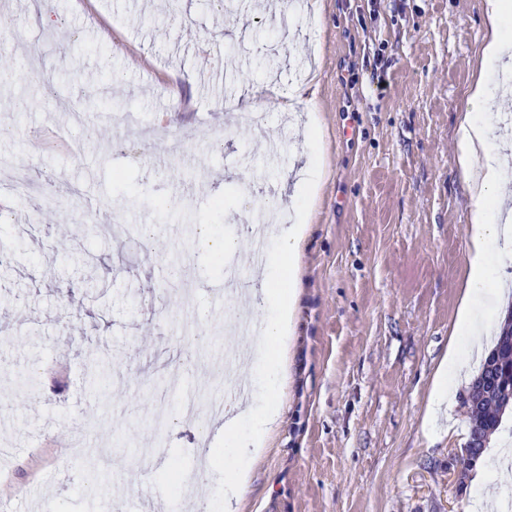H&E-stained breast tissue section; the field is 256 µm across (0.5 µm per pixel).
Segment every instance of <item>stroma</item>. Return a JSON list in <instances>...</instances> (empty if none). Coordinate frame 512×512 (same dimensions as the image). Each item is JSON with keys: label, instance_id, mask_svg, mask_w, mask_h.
<instances>
[{"label": "stroma", "instance_id": "obj_1", "mask_svg": "<svg viewBox=\"0 0 512 512\" xmlns=\"http://www.w3.org/2000/svg\"><path fill=\"white\" fill-rule=\"evenodd\" d=\"M0 0L17 73L0 75V161L40 192L0 223V496L17 512L40 489L53 512H153L199 479L208 512H483L512 491L448 480L467 440L460 406L424 427L467 268L471 220L454 153L483 37L482 0ZM317 86L316 112L256 100L255 84ZM266 114L238 124L237 102ZM195 126L198 140L176 133ZM222 128V145L209 146ZM254 185L258 198L241 196ZM308 209L282 420L224 503V429L179 412L183 334L217 359L223 324L207 284L248 271L194 227L271 233ZM94 219L81 222L83 212ZM154 224L141 242L105 222ZM474 296L512 302V255ZM42 365L43 382L24 380ZM80 456H66L72 444ZM215 467L203 473V445ZM167 468L132 482L145 449Z\"/></svg>", "mask_w": 512, "mask_h": 512}]
</instances>
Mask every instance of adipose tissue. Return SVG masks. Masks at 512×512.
<instances>
[{"label":"adipose tissue","instance_id":"adipose-tissue-1","mask_svg":"<svg viewBox=\"0 0 512 512\" xmlns=\"http://www.w3.org/2000/svg\"><path fill=\"white\" fill-rule=\"evenodd\" d=\"M482 7L485 16L483 44L476 58L474 81L456 137V156L468 187L471 225L468 230L469 272L453 334L467 337L471 347L476 349L489 339L491 324L471 310L470 298L474 290L484 287L488 281L493 264L491 243L498 237L512 235V226L498 221L505 187L502 170L507 161L494 152L485 122L489 101L486 79L499 69L506 56L512 55V0H483ZM308 232L309 226L305 223L283 229L263 270L266 287L260 304L267 312V319L258 357L267 367L266 409L254 414L237 405L224 422L225 435L240 438L241 454L237 465L224 471V488L236 497L245 492V472L256 463L260 448L275 429L288 387V333L299 299L300 259Z\"/></svg>","mask_w":512,"mask_h":512}]
</instances>
